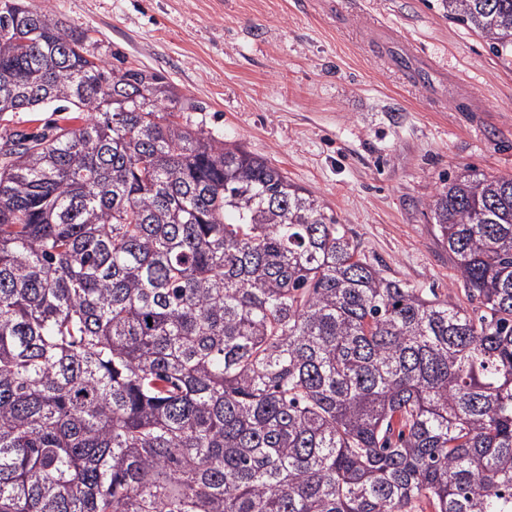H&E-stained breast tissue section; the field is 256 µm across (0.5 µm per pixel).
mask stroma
I'll list each match as a JSON object with an SVG mask.
<instances>
[{"label":"stroma","instance_id":"obj_1","mask_svg":"<svg viewBox=\"0 0 512 512\" xmlns=\"http://www.w3.org/2000/svg\"><path fill=\"white\" fill-rule=\"evenodd\" d=\"M103 60L161 71L182 120L314 191L387 275L457 273L429 205L469 169L512 175V57L438 0H35Z\"/></svg>","mask_w":512,"mask_h":512}]
</instances>
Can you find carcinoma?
Masks as SVG:
<instances>
[{
  "label": "carcinoma",
  "instance_id": "obj_1",
  "mask_svg": "<svg viewBox=\"0 0 512 512\" xmlns=\"http://www.w3.org/2000/svg\"><path fill=\"white\" fill-rule=\"evenodd\" d=\"M92 45L0 0V112H76L3 139L0 512H512V176L429 204L469 309Z\"/></svg>",
  "mask_w": 512,
  "mask_h": 512
}]
</instances>
